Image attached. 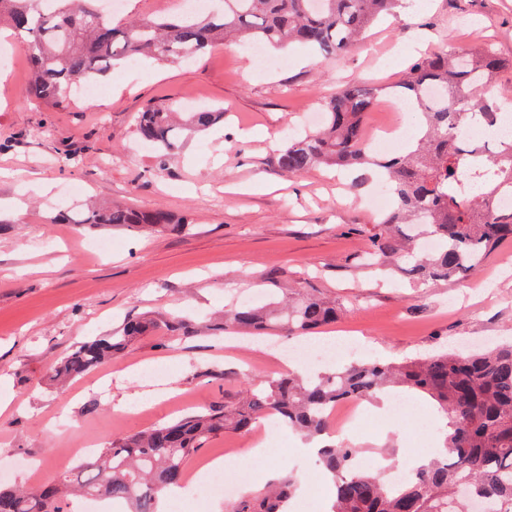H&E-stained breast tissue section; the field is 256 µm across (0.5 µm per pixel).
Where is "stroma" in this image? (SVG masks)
I'll list each match as a JSON object with an SVG mask.
<instances>
[{"label":"stroma","mask_w":512,"mask_h":512,"mask_svg":"<svg viewBox=\"0 0 512 512\" xmlns=\"http://www.w3.org/2000/svg\"><path fill=\"white\" fill-rule=\"evenodd\" d=\"M486 38L512 59V0H404L377 19L363 42L327 59L303 45L271 50L287 67L238 46H217L191 64L142 62L112 72L95 98L78 91L55 110L21 95L29 80L24 55L0 74V469L4 487L35 489L81 464L72 450L164 424L183 414L233 405L256 378L287 374L277 349L293 336L223 333L225 308L248 297L335 300L330 328L312 341L359 340L375 358L401 362L466 343L512 336V240L498 243L467 278L409 281L395 264L364 257L368 232L381 217L365 199L381 191L378 176L353 188V175L321 166L288 176L275 146L305 127L337 89L354 83L387 87L428 51L469 48ZM269 56V57H270ZM150 102L207 108L224 118L183 136L169 170L142 151L137 112ZM188 218L190 229L149 233L133 227L58 224L59 210L89 201ZM112 240L95 256L90 242ZM191 320L192 334L152 332L108 364L112 384L100 392L101 369L60 386L46 368L99 336L118 335L126 318ZM143 367L160 368L152 379ZM135 403L120 411L119 402ZM409 420L372 415L353 437L369 462L401 467L414 452ZM289 434L256 460L247 434L209 438L203 459L230 448L229 466L248 472L245 491L261 488L268 469H288L300 491L329 486Z\"/></svg>","instance_id":"35a3bbf8"}]
</instances>
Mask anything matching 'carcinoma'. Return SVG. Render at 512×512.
<instances>
[{
  "mask_svg": "<svg viewBox=\"0 0 512 512\" xmlns=\"http://www.w3.org/2000/svg\"><path fill=\"white\" fill-rule=\"evenodd\" d=\"M0 0L5 20L19 38L32 81L24 93L65 108L69 90L101 82L112 71L143 58L190 63L217 42L275 47L292 42L323 55L347 52L369 25L400 0H213L194 16L176 14L123 18L97 9L96 0ZM512 60L490 48H451L419 58L392 91L413 102L419 135L400 154L381 158L365 144L363 122L380 96L375 85L346 86L323 104L325 123L316 132L291 135L275 153L276 167L291 175L317 166L384 170L393 207L369 230L370 254L394 261L421 280L475 272L486 252L512 238V212L499 210L498 194L512 193V146L492 150L460 134L475 117L494 121L489 89ZM439 92V102L427 89ZM206 110L173 120L169 104L148 105L137 114L135 132L155 150L160 166L182 131H201L215 120ZM70 224H108L184 233L189 224L161 209L139 212L104 206L62 215ZM413 226L442 244L431 255L414 254ZM336 305L304 297L277 314L288 332L304 333L336 321ZM234 327L263 331L269 312L248 303L227 317ZM162 326L173 336L188 332L180 317L159 325L147 317L129 319L119 336H102L71 351L49 372L52 380L77 377L117 357L134 339ZM407 388L434 400L448 417V452L416 469L414 478L391 486L381 475L356 470L359 449L348 444L320 451L317 464L330 477L331 512H470L479 499L484 512H512V342L478 351L440 352L387 363L352 362L316 379L288 375L250 384L231 411L212 408L186 414L144 433L130 434L101 448L58 481L36 490L0 489V512H63L65 493L126 502L130 512H159L162 491L181 484L187 458L207 439L226 431L249 432L269 417L309 438L326 431L324 410L339 400L370 397ZM298 479L284 470L262 490L239 496L233 512H287L284 504Z\"/></svg>",
  "mask_w": 512,
  "mask_h": 512,
  "instance_id": "obj_1",
  "label": "carcinoma"
}]
</instances>
